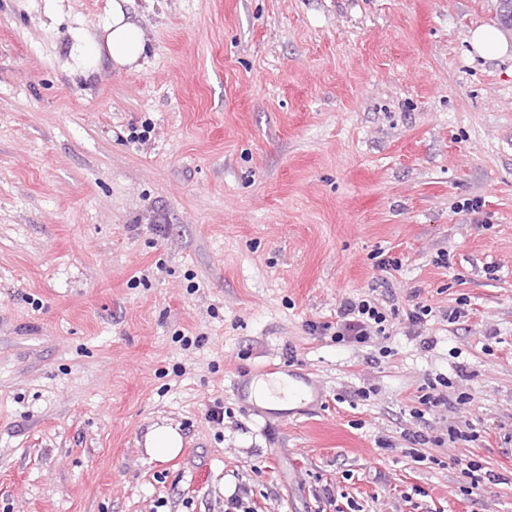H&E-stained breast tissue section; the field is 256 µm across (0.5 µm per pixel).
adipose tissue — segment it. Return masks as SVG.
I'll use <instances>...</instances> for the list:
<instances>
[{
    "instance_id": "1",
    "label": "adipose tissue",
    "mask_w": 512,
    "mask_h": 512,
    "mask_svg": "<svg viewBox=\"0 0 512 512\" xmlns=\"http://www.w3.org/2000/svg\"><path fill=\"white\" fill-rule=\"evenodd\" d=\"M104 41L85 39L80 44L83 70L96 67L101 57H109L113 66L122 69L136 65L145 54L147 43L141 28L128 21L126 12L119 0L112 5V18L103 28Z\"/></svg>"
}]
</instances>
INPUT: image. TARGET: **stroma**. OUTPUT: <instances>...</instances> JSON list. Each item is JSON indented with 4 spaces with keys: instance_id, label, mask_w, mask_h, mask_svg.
<instances>
[{
    "instance_id": "stroma-1",
    "label": "stroma",
    "mask_w": 512,
    "mask_h": 512,
    "mask_svg": "<svg viewBox=\"0 0 512 512\" xmlns=\"http://www.w3.org/2000/svg\"><path fill=\"white\" fill-rule=\"evenodd\" d=\"M124 9L144 57L86 74L112 0H0V512H512V59L469 43L498 0ZM370 291L432 306L431 347L310 330ZM269 362L322 403L245 410ZM438 377L470 401L417 423ZM146 448L150 456L159 462L176 457L182 450L180 431L170 425L153 427L146 436Z\"/></svg>"
}]
</instances>
